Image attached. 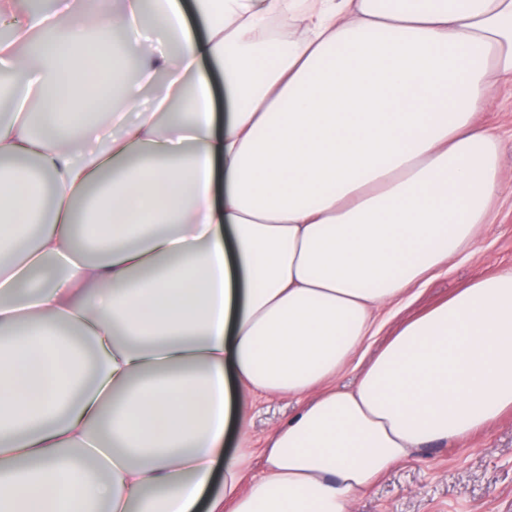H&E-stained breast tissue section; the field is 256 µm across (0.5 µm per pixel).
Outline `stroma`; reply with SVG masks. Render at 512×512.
Returning a JSON list of instances; mask_svg holds the SVG:
<instances>
[{"mask_svg": "<svg viewBox=\"0 0 512 512\" xmlns=\"http://www.w3.org/2000/svg\"><path fill=\"white\" fill-rule=\"evenodd\" d=\"M477 122L492 130L498 145L499 188L486 224L474 241L449 259L445 271L377 313L371 340L379 349L394 330L468 282L512 268V81L498 83ZM249 423L230 450H259L273 431L302 405L292 395H245ZM352 512H512V410L447 445L414 452L395 465L352 506Z\"/></svg>", "mask_w": 512, "mask_h": 512, "instance_id": "stroma-1", "label": "stroma"}]
</instances>
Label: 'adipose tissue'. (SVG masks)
I'll list each match as a JSON object with an SVG mask.
<instances>
[{
  "mask_svg": "<svg viewBox=\"0 0 512 512\" xmlns=\"http://www.w3.org/2000/svg\"><path fill=\"white\" fill-rule=\"evenodd\" d=\"M123 3L0 0V63L41 108L0 119V512H349L512 408V270L365 346L488 218L496 141L472 117L512 77V0H193L191 24L182 0ZM146 4L158 36L115 42ZM107 45L139 77L113 72L126 105L94 123ZM48 260L62 275L20 294ZM245 391L304 399L255 478L225 448Z\"/></svg>",
  "mask_w": 512,
  "mask_h": 512,
  "instance_id": "adipose-tissue-1",
  "label": "adipose tissue"
}]
</instances>
